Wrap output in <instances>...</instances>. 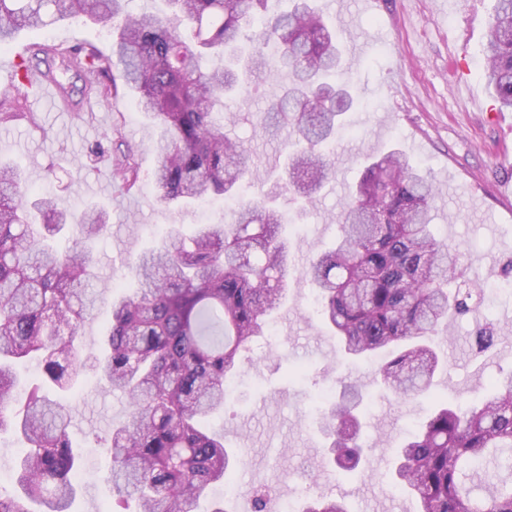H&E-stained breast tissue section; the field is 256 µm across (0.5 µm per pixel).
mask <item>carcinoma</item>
<instances>
[{
	"label": "carcinoma",
	"instance_id": "1",
	"mask_svg": "<svg viewBox=\"0 0 512 512\" xmlns=\"http://www.w3.org/2000/svg\"><path fill=\"white\" fill-rule=\"evenodd\" d=\"M164 14L134 16L128 0H0V48L19 31L74 17L112 31L102 54L75 48L44 63L63 96V72L90 75L85 93L123 89L158 129L153 182L161 203L183 208L210 196L239 198L257 177L251 154L216 118L252 78L291 75L266 109L270 127L289 123L295 139L275 191L239 204L227 224L168 232L130 267L136 288L113 300L112 323L96 354H83L79 330L95 308L93 255L84 240L105 228L103 212L80 215L52 197L28 207L21 172L0 163V432L24 441L17 490L0 492V512H70L78 467L71 415L62 403L92 370L128 399L126 420L103 447L107 480L138 512H195L217 484L231 480L236 456L203 420L224 409L226 379L268 332L287 299L288 239L278 199L291 194L308 211L333 170L329 146L354 105L342 54L311 0L269 14V0H165ZM483 76L500 107L512 109V0H495ZM18 100H0V125L32 121ZM140 145L112 134V182L140 179ZM432 182L392 149L364 163L351 186L336 243L303 270L318 315L353 360L388 355L382 384L399 398L431 390L444 365L432 336L455 315L475 312L483 290L464 277L460 254L431 227ZM73 229L60 252L49 238ZM496 344L493 327L473 336ZM36 356L41 384L15 397L16 366ZM358 390L325 402L321 430L340 468L363 459L365 413ZM512 453V371L474 404L438 402L398 450L395 486L415 493L419 512H512V472L479 473ZM301 512H351L336 498H314Z\"/></svg>",
	"mask_w": 512,
	"mask_h": 512
}]
</instances>
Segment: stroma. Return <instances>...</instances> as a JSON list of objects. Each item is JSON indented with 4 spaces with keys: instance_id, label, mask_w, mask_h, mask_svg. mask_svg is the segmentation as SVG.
<instances>
[{
    "instance_id": "1",
    "label": "stroma",
    "mask_w": 512,
    "mask_h": 512,
    "mask_svg": "<svg viewBox=\"0 0 512 512\" xmlns=\"http://www.w3.org/2000/svg\"><path fill=\"white\" fill-rule=\"evenodd\" d=\"M336 30L360 101L344 116L332 158L334 175L306 216L291 198H280L286 235L295 268L288 281V301L277 312L271 334L254 347L246 362L245 383L231 394L223 412L205 419L220 431L226 446L240 449L242 464L233 475L243 492L235 512H251L249 489H271L268 503L302 497H336L352 512H417L415 498L395 489L393 465L399 447L417 424L426 420L433 399L449 403L477 400L499 371L512 369V296L501 295L475 316L454 322L450 334L436 338L445 367L431 393L403 400L386 390L373 365L351 362L340 351L311 306L312 287L302 271L309 259L331 246L347 187L359 176L365 157L393 148L429 174L436 186L433 230L461 252L468 277L481 285L502 281L501 266L512 258V110L499 108L482 75L481 51L490 37L494 0H451L442 9L436 0H314ZM95 45L109 51L110 31L82 19L66 20L41 32L23 31L0 59H32L37 45ZM287 75L253 82L224 104L233 118L234 136L250 151L261 173L279 169L293 138L291 126L269 132L262 113L275 99ZM25 100L36 124L19 122L0 130V159L27 172L28 194L51 193L60 206L103 207L106 232L91 242L103 300L80 331L85 352H97L112 322L109 302L114 287L130 289L131 260L154 246L167 231L188 233L202 222L230 221L224 200L178 211L161 205L151 181L155 157L153 133L128 93L100 99L95 112L72 119L60 103ZM120 130L141 143L142 176L128 193L114 188L108 151H95L104 133ZM81 168L71 167V159ZM492 324L495 346L476 353L469 336L476 326ZM361 385L366 431L363 468H334L319 431L321 396L340 382ZM70 430L83 449L74 512H108L112 487L103 475L109 459L103 440L127 416L126 397L87 373L70 400Z\"/></svg>"
}]
</instances>
